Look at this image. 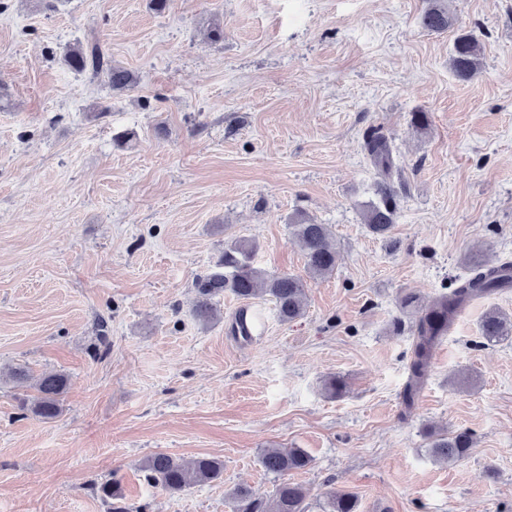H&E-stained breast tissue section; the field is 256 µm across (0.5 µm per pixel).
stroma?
<instances>
[{"label": "stroma", "instance_id": "obj_1", "mask_svg": "<svg viewBox=\"0 0 512 512\" xmlns=\"http://www.w3.org/2000/svg\"><path fill=\"white\" fill-rule=\"evenodd\" d=\"M434 5L448 30L422 27ZM468 32L482 64L463 82L449 58ZM94 41L134 87L65 65ZM383 177L386 240L363 222ZM299 209L339 252L305 315L225 294L197 321L195 279L227 241L304 274ZM470 254L512 262V0H0V512H111L113 478L135 512H232L235 487L278 483L260 463L273 446L310 454L289 475L309 512L330 490L358 512H512V340L479 331L487 309L512 313V289L467 305L414 407L400 399V299L447 293ZM243 309L262 334L233 333ZM14 368L68 376L58 417L22 409ZM460 370L474 387L452 384ZM332 376L343 395L324 391ZM458 428L470 456L434 461L428 431ZM156 453L219 458L224 480L165 491L140 469ZM366 149L374 164L384 173L392 165L391 150L388 141L381 135H371L366 142Z\"/></svg>", "mask_w": 512, "mask_h": 512}]
</instances>
